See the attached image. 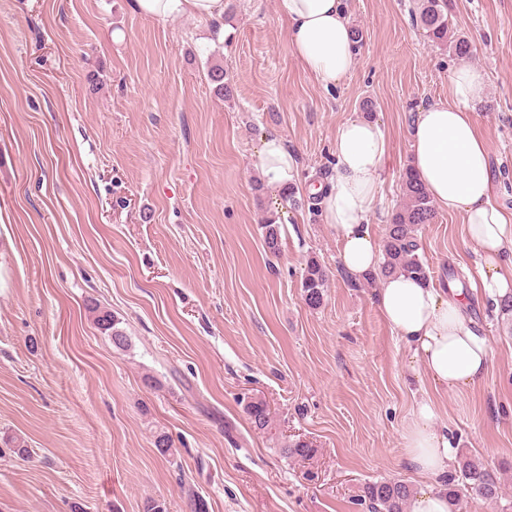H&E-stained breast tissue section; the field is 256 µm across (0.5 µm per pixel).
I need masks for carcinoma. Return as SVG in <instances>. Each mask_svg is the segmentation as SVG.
I'll return each instance as SVG.
<instances>
[{
	"label": "carcinoma",
	"mask_w": 512,
	"mask_h": 512,
	"mask_svg": "<svg viewBox=\"0 0 512 512\" xmlns=\"http://www.w3.org/2000/svg\"><path fill=\"white\" fill-rule=\"evenodd\" d=\"M416 21L434 45L451 51L458 58L470 55L471 44L467 38L450 36L448 0H421ZM208 77L217 94L224 97L229 95L230 87L224 82L223 66H211ZM402 186L403 203L391 213L383 239V262L372 279L400 274L427 283L430 274L419 255L417 233L420 225L433 223L435 207L424 185L409 169L404 173ZM261 224L266 252L272 256L278 255L281 250L278 216L268 213L261 218ZM327 283L328 274L324 267L316 258H309L301 281L303 298L309 307L315 309L322 305ZM92 313L98 328L108 333L116 348L123 350L128 347L126 334L118 327L119 321L110 312L94 307ZM246 412L254 428L262 431L271 428V412L263 400L249 401ZM316 452L317 449L301 441L284 448L285 454L302 460L313 457ZM442 487L444 495L448 497L449 512H457L465 497L477 495L487 500L501 497L502 473L475 457L462 455L454 472L448 474V479L443 481ZM412 494L410 485L402 480L377 481L360 487L358 501L366 505L368 512H407Z\"/></svg>",
	"instance_id": "1"
}]
</instances>
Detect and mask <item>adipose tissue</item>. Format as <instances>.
I'll use <instances>...</instances> for the list:
<instances>
[{
	"label": "adipose tissue",
	"mask_w": 512,
	"mask_h": 512,
	"mask_svg": "<svg viewBox=\"0 0 512 512\" xmlns=\"http://www.w3.org/2000/svg\"><path fill=\"white\" fill-rule=\"evenodd\" d=\"M142 16L164 19L179 12L213 22L224 19V0H133ZM288 20L287 40L294 56L326 89L356 63L352 27L341 0H277ZM482 70L471 62L448 74V97L421 109L411 123L410 166L433 202L463 220L464 241L481 261L479 287L493 303L512 295V212L493 200L490 152L471 111L486 95ZM388 150L381 127L361 117L336 131L335 176L322 200L325 223L341 244L342 267L355 278L381 261L371 233L382 200L380 171ZM258 168L279 191L295 186V152L276 132L263 136ZM461 293L446 296L403 275L385 278L377 306L409 348L411 368L433 382L461 390L480 381L492 361L487 339L476 336L463 312ZM430 403H421L403 439L410 466L423 475L446 479L453 461L451 440L435 424Z\"/></svg>",
	"instance_id": "obj_1"
}]
</instances>
